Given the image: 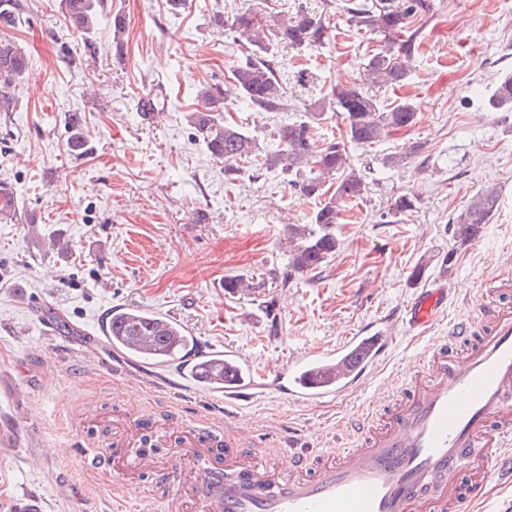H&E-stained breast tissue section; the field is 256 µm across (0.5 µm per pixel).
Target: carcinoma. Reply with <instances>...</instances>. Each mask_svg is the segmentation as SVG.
<instances>
[{
    "mask_svg": "<svg viewBox=\"0 0 512 512\" xmlns=\"http://www.w3.org/2000/svg\"><path fill=\"white\" fill-rule=\"evenodd\" d=\"M70 27L89 34L97 15L95 0H64ZM430 0H345L347 21L359 29L381 37L383 45L368 58L367 71L379 88L401 87L407 80L400 55L413 50L417 32L411 30L413 18L428 13ZM268 12L238 11L231 17L230 27L245 41L246 56L230 70V83L240 99L262 112L284 109V88L277 75L278 63L270 56L269 47L281 45L301 50L321 46L331 37L324 15L298 7L271 23ZM19 19V0H0V27H13ZM25 52L12 44L0 43V89L9 87L28 68ZM207 107L191 113L189 122L195 136L209 154L224 161V174L237 176L245 167L278 170L290 177L288 183L301 195L320 200L312 223L297 225L290 239L291 272L316 274L328 258L336 253V224L346 202L359 198L365 188L363 175L348 164L346 144L362 147L377 143L383 137L411 128L417 121L412 102L400 101L385 109L374 90L365 83L336 84L321 98L310 104L312 112L305 120L279 128L278 148L265 150L257 139L224 113L213 107L227 103V90L218 85L202 89ZM493 112L512 111V76L504 78L488 100ZM327 112L339 114L345 123V140L321 142L316 124ZM84 121L81 114L69 116L67 147L81 153L86 147ZM499 194L486 188L471 198L452 225L453 240L464 246L477 238L483 225L495 213ZM108 342L128 356L155 364L169 363L193 342L178 322L161 325L154 315L133 308L111 311Z\"/></svg>",
    "mask_w": 512,
    "mask_h": 512,
    "instance_id": "carcinoma-1",
    "label": "carcinoma"
}]
</instances>
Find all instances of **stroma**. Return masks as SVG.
I'll list each match as a JSON object with an SVG mask.
<instances>
[{
    "label": "stroma",
    "mask_w": 512,
    "mask_h": 512,
    "mask_svg": "<svg viewBox=\"0 0 512 512\" xmlns=\"http://www.w3.org/2000/svg\"><path fill=\"white\" fill-rule=\"evenodd\" d=\"M19 2V22L0 29V41L29 57L7 91L12 111L0 112V185L16 201L15 215L0 217V512L33 499L40 512H113L121 502L164 512L153 473L125 476L91 459L111 447L113 422L135 427L148 415L180 430L211 418L217 396L182 378L176 363L156 367L112 350L101 325L119 307L170 316L196 347H234L265 373L400 318L375 376L335 405L305 407L273 392L237 412L259 460L286 448L292 428L312 455L354 445L356 432H339L342 418L422 365L426 338L403 323L411 301L445 289L426 337L446 336L512 252V112L487 107L512 74V0H434L415 19L407 82L377 97L388 107L410 100L417 122L373 145H348L365 192L336 227L335 254L307 275L290 272L289 235L310 223L318 200L276 171L225 177L188 121L204 106L201 89L223 84L240 57L233 30L214 15L262 0H187L177 13L166 0H102L87 37L68 28L63 0ZM344 2L277 0L285 14L301 5L325 13L337 35L318 48L276 47L283 111L232 108L260 146H275L278 128L304 118L332 85L362 79L381 42L349 25ZM117 15L126 20L119 36ZM158 94L163 110L145 118L142 101ZM74 112L84 119L82 154L67 148ZM413 144L406 163L385 165ZM488 187L499 192L491 223L456 244L449 224ZM402 194L414 209L384 222ZM230 278L250 290L228 292Z\"/></svg>",
    "instance_id": "stroma-1"
}]
</instances>
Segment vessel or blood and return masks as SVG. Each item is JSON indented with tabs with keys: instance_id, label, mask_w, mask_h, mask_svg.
Masks as SVG:
<instances>
[{
	"instance_id": "vessel-or-blood-1",
	"label": "vessel or blood",
	"mask_w": 512,
	"mask_h": 512,
	"mask_svg": "<svg viewBox=\"0 0 512 512\" xmlns=\"http://www.w3.org/2000/svg\"><path fill=\"white\" fill-rule=\"evenodd\" d=\"M434 288L415 297L411 329L431 325L444 304ZM449 338L472 337L466 353L447 341L425 351L424 367L408 375L405 390L381 416L366 411L352 418L358 445L329 455L316 466L296 449L281 462L258 463L219 451L214 432L225 442L241 437L236 419L153 435L126 429L127 444L148 441L177 446L155 466V492L167 512L183 505L169 494V482L184 462L195 468L201 512H462L482 500L494 484H512V306L478 307L471 318L450 322ZM394 341L392 320L376 332L359 331L336 345L304 352L278 372L288 396L300 405L325 407L364 386ZM224 401H255L251 364L224 348Z\"/></svg>"
}]
</instances>
